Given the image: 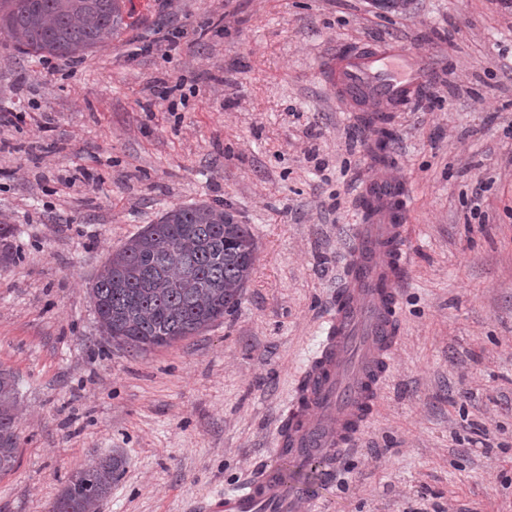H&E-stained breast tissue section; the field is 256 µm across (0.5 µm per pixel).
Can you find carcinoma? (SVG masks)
<instances>
[{"mask_svg": "<svg viewBox=\"0 0 512 512\" xmlns=\"http://www.w3.org/2000/svg\"><path fill=\"white\" fill-rule=\"evenodd\" d=\"M124 0H0V33L27 54L83 57L119 33ZM0 224V265L17 252ZM256 260L253 235L233 211L198 202L165 211L105 262L91 297L101 332L139 352L192 336L235 308ZM17 383L0 368V473L18 451ZM117 454L79 469L55 499L59 512H96L122 471ZM321 462L288 472V488L312 484Z\"/></svg>", "mask_w": 512, "mask_h": 512, "instance_id": "carcinoma-1", "label": "carcinoma"}]
</instances>
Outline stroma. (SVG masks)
Segmentation results:
<instances>
[{
    "label": "stroma",
    "mask_w": 512,
    "mask_h": 512,
    "mask_svg": "<svg viewBox=\"0 0 512 512\" xmlns=\"http://www.w3.org/2000/svg\"><path fill=\"white\" fill-rule=\"evenodd\" d=\"M83 58L0 34V367L18 388L0 512H48L120 451L98 512H191L272 461L319 347L358 186L408 195L400 341L383 403L299 512H512V0H126ZM390 41L430 80L388 157L324 77L337 46ZM230 204L257 245L239 304L133 352L97 324L109 254L167 209Z\"/></svg>",
    "instance_id": "stroma-1"
}]
</instances>
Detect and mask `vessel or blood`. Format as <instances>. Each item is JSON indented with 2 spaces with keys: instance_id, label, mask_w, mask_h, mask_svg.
Here are the masks:
<instances>
[{
  "instance_id": "vessel-or-blood-1",
  "label": "vessel or blood",
  "mask_w": 512,
  "mask_h": 512,
  "mask_svg": "<svg viewBox=\"0 0 512 512\" xmlns=\"http://www.w3.org/2000/svg\"><path fill=\"white\" fill-rule=\"evenodd\" d=\"M325 77L343 104L368 110L375 122L403 111L429 79L426 63L388 43L338 47ZM361 223L350 228L344 283L336 292L324 337L311 357L276 432L273 461L244 485L202 501V512H298L281 460L301 468L336 462L379 412L399 340L400 295L409 226L403 186L382 176L361 191Z\"/></svg>"
}]
</instances>
